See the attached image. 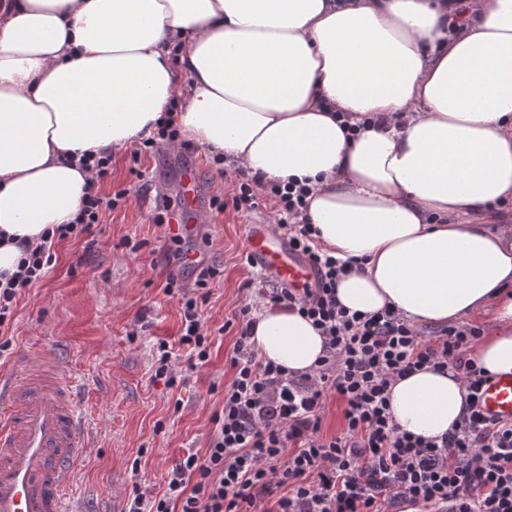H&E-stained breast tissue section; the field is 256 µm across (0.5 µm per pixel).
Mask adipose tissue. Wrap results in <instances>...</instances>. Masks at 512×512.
<instances>
[{
    "instance_id": "1",
    "label": "adipose tissue",
    "mask_w": 512,
    "mask_h": 512,
    "mask_svg": "<svg viewBox=\"0 0 512 512\" xmlns=\"http://www.w3.org/2000/svg\"><path fill=\"white\" fill-rule=\"evenodd\" d=\"M266 181L309 186L322 248L359 266L349 311L413 324L485 318L472 352L512 374V0H0V273L20 242L71 223L83 154L156 133ZM259 357L299 375L325 346L264 307ZM456 372L397 381L400 431L433 438L463 412Z\"/></svg>"
}]
</instances>
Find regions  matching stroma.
Instances as JSON below:
<instances>
[{
	"instance_id": "1",
	"label": "stroma",
	"mask_w": 512,
	"mask_h": 512,
	"mask_svg": "<svg viewBox=\"0 0 512 512\" xmlns=\"http://www.w3.org/2000/svg\"><path fill=\"white\" fill-rule=\"evenodd\" d=\"M210 161L197 146L164 147L137 163L130 149L115 152L104 190H128V202L94 227L92 240L57 244L49 275L18 299L12 345L0 367L52 353L79 380L91 448L76 466L73 499L86 512H118L135 492H163L167 472L184 453H205L210 418L222 407L237 334L229 323L258 299L266 278L241 261L251 218L209 207L199 216L193 244L219 273L202 308L211 355L196 368L178 345L180 305L164 286L168 276L191 284L197 274L171 260L174 245L154 222L158 211L174 208L184 169L198 172L205 199L230 195L231 180ZM162 340L173 345L184 375L171 388L153 379Z\"/></svg>"
}]
</instances>
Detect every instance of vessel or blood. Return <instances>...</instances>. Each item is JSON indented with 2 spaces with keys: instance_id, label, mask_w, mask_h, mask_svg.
<instances>
[{
  "instance_id": "vessel-or-blood-1",
  "label": "vessel or blood",
  "mask_w": 512,
  "mask_h": 512,
  "mask_svg": "<svg viewBox=\"0 0 512 512\" xmlns=\"http://www.w3.org/2000/svg\"><path fill=\"white\" fill-rule=\"evenodd\" d=\"M204 205L194 170H185L167 237L193 233L192 219ZM245 249L253 266L292 288H312L316 274L273 225H246ZM0 512H74L71 481L77 461L91 443L74 384L60 362L42 355L0 372ZM479 404L488 416L512 420V375L488 382Z\"/></svg>"
}]
</instances>
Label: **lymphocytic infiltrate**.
<instances>
[{
    "label": "lymphocytic infiltrate",
    "mask_w": 512,
    "mask_h": 512,
    "mask_svg": "<svg viewBox=\"0 0 512 512\" xmlns=\"http://www.w3.org/2000/svg\"><path fill=\"white\" fill-rule=\"evenodd\" d=\"M95 181L73 223L49 241L25 248L17 273L0 285V352L9 349L18 297L48 274L56 243L91 234L119 205L102 195L112 156L85 158ZM309 189L265 183L236 168L230 199L216 196V211L251 213L273 202L277 228L317 273V285L298 292L280 282L262 289L260 303L238 313V336L229 358L234 371L222 408L213 413L205 456L188 453L168 472L162 495L136 493L128 512H512V421L481 413L479 394L489 377L470 356L481 331L451 326L421 335L393 309L374 314L346 310L336 298L349 268L327 255L306 222ZM216 268L201 267L194 291L175 278L164 290L179 296V346L206 362L211 336L200 308ZM297 309L325 338L326 350L311 373L295 376L258 357L250 340L261 305ZM454 367L467 391L462 416L441 437L402 431L389 410L396 380L425 366ZM344 403L345 424L321 432L327 395ZM284 495H276V488Z\"/></svg>",
    "instance_id": "1"
}]
</instances>
